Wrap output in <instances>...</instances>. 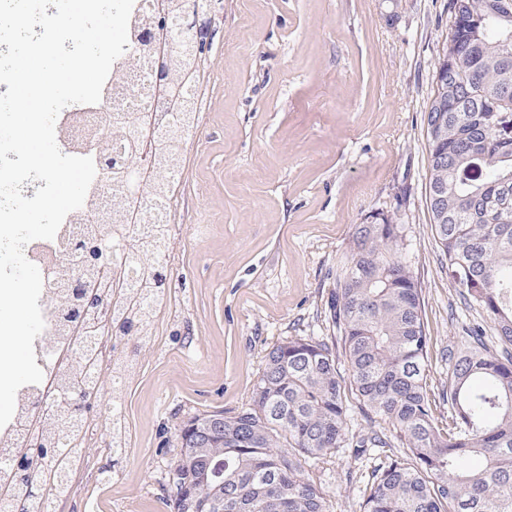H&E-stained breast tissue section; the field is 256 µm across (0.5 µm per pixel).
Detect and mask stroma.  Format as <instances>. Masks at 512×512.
<instances>
[{"label": "stroma", "mask_w": 512, "mask_h": 512, "mask_svg": "<svg viewBox=\"0 0 512 512\" xmlns=\"http://www.w3.org/2000/svg\"><path fill=\"white\" fill-rule=\"evenodd\" d=\"M448 0H224L206 55L207 104L173 214L171 308L125 388L128 443L109 441L112 391L93 407L97 440L54 512H169L164 476L182 421L246 402L266 349L324 336L328 292L355 224L383 212L407 251L437 352L430 385L475 311L442 269L426 208L424 110ZM373 461L339 452L329 512H360Z\"/></svg>", "instance_id": "stroma-1"}]
</instances>
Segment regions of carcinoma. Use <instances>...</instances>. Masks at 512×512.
Wrapping results in <instances>:
<instances>
[{"label":"carcinoma","instance_id":"1","mask_svg":"<svg viewBox=\"0 0 512 512\" xmlns=\"http://www.w3.org/2000/svg\"><path fill=\"white\" fill-rule=\"evenodd\" d=\"M179 64L169 74L175 124L197 121L195 99L183 93L193 80L196 52L178 46ZM436 71L448 86L441 102L428 99L424 124L441 118V134L426 133L429 158L427 208L439 249L461 302L491 323L463 327L461 345L450 346L446 378L428 385L433 357L422 288L406 257L407 228L384 217L357 224L336 265L327 301L328 336H288L263 356L249 398L224 413V435L203 439L178 429L179 451L202 446L190 464L166 472L167 506L176 512L182 487L214 503L211 512H328L329 488L311 467L341 448L360 459L375 448H400L372 470L360 512H512V146L497 136L499 113L480 112L488 101L512 112V0H448V32ZM127 150L139 152L141 121L130 113L113 125ZM112 180L131 177L125 157H112L111 140L93 132ZM181 140H161L155 149L149 199L137 223L121 224L128 195L118 199L108 228L84 225L68 239L59 278L79 277L81 299L58 289L60 316L54 338L85 327L79 355L59 365L50 400L31 390L19 416L39 410V440L25 448L0 440V471L17 496L0 512L55 503L71 495L70 462L79 458V427L72 410L98 397L101 378L92 372L98 334L90 314L112 310V325L132 332L112 335L113 411L110 449L119 455L127 435L123 388L136 373L141 354L157 332L173 275L168 265L170 225L158 219L173 195L170 175L183 167ZM101 236L112 242V263L133 265L118 292L104 280L103 264L78 266L80 246ZM447 413H442L443 407ZM368 422L349 435L352 411ZM481 458L466 469L462 462ZM221 463L222 478L197 482L205 467Z\"/></svg>","mask_w":512,"mask_h":512}]
</instances>
